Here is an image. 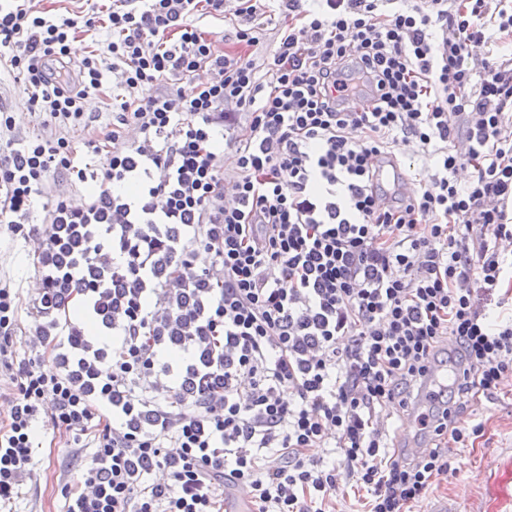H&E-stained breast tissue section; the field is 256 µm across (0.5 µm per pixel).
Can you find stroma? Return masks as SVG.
<instances>
[{"label": "stroma", "instance_id": "obj_1", "mask_svg": "<svg viewBox=\"0 0 512 512\" xmlns=\"http://www.w3.org/2000/svg\"><path fill=\"white\" fill-rule=\"evenodd\" d=\"M27 99L28 94L9 63H0V104L12 109L19 134L65 137L76 163L97 174L96 180L84 183L51 178L30 223H0V288L9 289L18 306L11 335H0V344H6L10 351L9 367L60 375L64 369L55 351L43 348L37 336L43 322L38 310L45 274L41 257L47 243L48 214L58 199L83 208L99 192L100 177L108 163L112 114L93 97L87 101L84 126L61 129L48 114L29 111ZM9 367L0 366V424L10 418L16 391L9 379ZM467 410L483 423V436L472 447L454 450L447 476L428 489L414 512H436L443 506L449 512H512V386L503 385L498 398L492 401L482 397L469 400ZM52 412V407L45 404L35 417V467L13 505L15 512H59L65 491L76 488L91 462V436L55 427Z\"/></svg>", "mask_w": 512, "mask_h": 512}]
</instances>
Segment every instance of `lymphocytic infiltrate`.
<instances>
[{
    "mask_svg": "<svg viewBox=\"0 0 512 512\" xmlns=\"http://www.w3.org/2000/svg\"><path fill=\"white\" fill-rule=\"evenodd\" d=\"M206 11L223 15L224 0H112L109 35L73 78L59 64L93 19L0 0V59L31 110L75 127L89 95L118 90L111 188L50 215L93 224L111 199L112 260L131 272L112 303L121 342L98 373L117 422L95 433L61 512H224L240 485L254 512H330L350 484L366 512H405L450 470L445 437L482 436L460 421L463 397L494 399L512 374V51L498 39L512 35V0H236V52L200 31ZM278 16L288 28L257 63L248 50ZM15 128L0 106L1 224L29 223L52 174L87 178L66 138ZM403 139L432 162L408 199L387 194L380 166ZM197 242L213 255L199 272ZM162 248L186 279L211 282L198 302L176 307L155 287ZM175 313L188 320L176 347L151 339ZM189 374L208 393L167 410L159 394ZM13 381L0 512L34 464L40 405L70 431L94 415L62 376L23 368ZM389 405L419 411L433 448L396 449ZM157 469L169 483L151 481Z\"/></svg>",
    "mask_w": 512,
    "mask_h": 512,
    "instance_id": "1",
    "label": "lymphocytic infiltrate"
}]
</instances>
